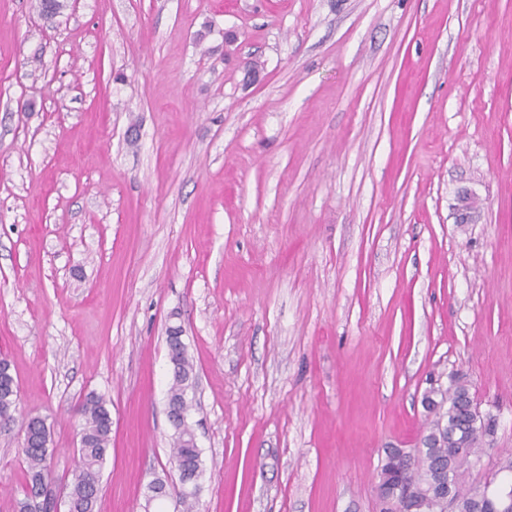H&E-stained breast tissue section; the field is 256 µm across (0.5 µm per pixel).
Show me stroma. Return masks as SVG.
<instances>
[{
    "label": "stroma",
    "mask_w": 512,
    "mask_h": 512,
    "mask_svg": "<svg viewBox=\"0 0 512 512\" xmlns=\"http://www.w3.org/2000/svg\"><path fill=\"white\" fill-rule=\"evenodd\" d=\"M64 3L0 0V512L28 417L71 482L93 393L98 512H173L146 500L180 487L171 325L196 512H378L432 375L496 420L484 485L512 456V0ZM476 195L472 190L458 192L456 198L457 224H472L477 216ZM182 334L178 336H166L168 357L173 366L172 380L168 389V402H181L186 412L189 403L184 404L183 398L187 394L188 382L193 379V363L188 356V351L183 342ZM19 400L18 384L10 371L9 363L0 360V422L8 423L13 420Z\"/></svg>",
    "instance_id": "stroma-1"
}]
</instances>
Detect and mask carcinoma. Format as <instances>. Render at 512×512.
I'll list each match as a JSON object with an SVG mask.
<instances>
[{
    "instance_id": "obj_1",
    "label": "carcinoma",
    "mask_w": 512,
    "mask_h": 512,
    "mask_svg": "<svg viewBox=\"0 0 512 512\" xmlns=\"http://www.w3.org/2000/svg\"><path fill=\"white\" fill-rule=\"evenodd\" d=\"M168 357L173 366L168 389V401L181 402L187 394L188 382L193 378V363L183 339L166 337ZM19 400L18 384L10 371L9 363L0 360V422L13 420ZM472 397L463 376L450 377L447 387L431 386L426 389L423 404L433 416L423 437L422 447L413 448L397 462L381 459L379 468H393L386 497L387 507L380 512H397L401 495L409 486H426L429 473L437 465L448 468V493L462 508L471 505L477 488L468 484L467 476L474 458L483 451L488 438L495 433V419L488 414L479 420L470 410ZM82 418L78 463L68 486L69 512H95L100 486V471L105 463L112 433V417L107 401L97 395L88 396L80 405ZM194 433L187 421H181L173 433L172 461L178 469L202 476L201 452L192 446ZM23 453L29 483L26 495L37 494L48 481V433L45 422L39 417L27 420L24 428Z\"/></svg>"
}]
</instances>
